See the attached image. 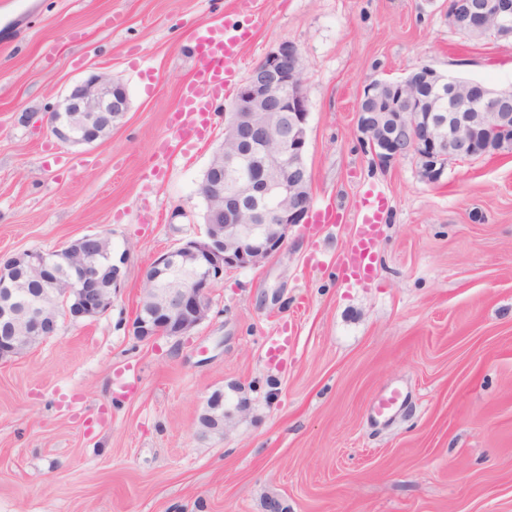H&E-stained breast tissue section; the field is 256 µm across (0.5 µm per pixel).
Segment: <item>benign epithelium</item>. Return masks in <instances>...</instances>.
Segmentation results:
<instances>
[{
    "label": "benign epithelium",
    "mask_w": 512,
    "mask_h": 512,
    "mask_svg": "<svg viewBox=\"0 0 512 512\" xmlns=\"http://www.w3.org/2000/svg\"><path fill=\"white\" fill-rule=\"evenodd\" d=\"M511 12L506 3L491 11L460 0L448 8V23L475 35L489 27L505 32L512 28L508 22ZM305 69L298 46L283 41L238 87L224 124V142L235 148L220 146L208 166L225 170L230 181L202 180L200 194L208 205L203 238L186 241L147 268L146 288L131 323L137 339L192 335L207 319L209 294L223 282L224 272L261 265L280 253L292 228L309 223L312 187L306 165L309 99ZM420 77L432 86L448 88V115L423 112L416 106ZM472 89L471 82L447 77L425 65L393 82L374 80L359 96L358 131L380 164L388 166L413 155L420 160L421 179L437 184L447 169L449 152L469 147L479 153L477 133L481 127L512 124V113L501 111L500 99L507 94L478 99ZM274 96L279 99L275 111L268 108ZM128 108L123 84L93 73L74 85L52 113L51 131L64 143L89 145L97 140V126L118 121ZM243 129L252 134L247 146L240 136ZM109 247L108 239L88 234L52 254H17L0 262V292L10 293L15 269L22 262L26 273L35 278L62 262L74 271L75 278L64 288L51 282L61 298L55 312L73 320L98 317L111 308L112 289L122 285L121 265L126 255L120 254L112 264V288L102 291L95 287L90 269L94 256L86 249ZM0 319L13 323V334L0 337V361L7 362L30 350L39 324L15 320V312L8 306L0 308ZM232 416L233 412L224 410V398L210 395L199 421L209 432L222 436Z\"/></svg>",
    "instance_id": "benign-epithelium-1"
}]
</instances>
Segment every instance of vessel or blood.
<instances>
[{
    "mask_svg": "<svg viewBox=\"0 0 512 512\" xmlns=\"http://www.w3.org/2000/svg\"><path fill=\"white\" fill-rule=\"evenodd\" d=\"M249 36L247 27L236 22L201 26L194 47L199 64L175 107L180 118L178 131L184 138L199 141L205 138L209 116L216 101L223 97L224 87L233 76L231 65ZM387 212L388 199L385 194L379 190L367 192L360 232L344 264L348 278L354 279L371 272L379 226ZM401 406V393L394 388L376 398L373 412L377 420L385 422Z\"/></svg>",
    "mask_w": 512,
    "mask_h": 512,
    "instance_id": "1",
    "label": "vessel or blood"
}]
</instances>
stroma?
<instances>
[{"mask_svg":"<svg viewBox=\"0 0 512 512\" xmlns=\"http://www.w3.org/2000/svg\"><path fill=\"white\" fill-rule=\"evenodd\" d=\"M230 19L250 37L208 139L185 146L172 113L195 29ZM286 40L306 64L312 210L336 220L227 271L192 336L138 340L143 271L203 235L223 114ZM423 64L512 87V39L458 33L448 0H0V259L94 233L129 253L107 313L0 362V512H265L273 496L288 512H512V152L429 184L413 157L375 162L357 129L365 84ZM93 73L129 110L63 144L45 119ZM373 189L390 199L375 270L348 281ZM395 385L401 411L375 422ZM218 388L249 408L200 435Z\"/></svg>","mask_w":512,"mask_h":512,"instance_id":"1","label":"stroma"}]
</instances>
